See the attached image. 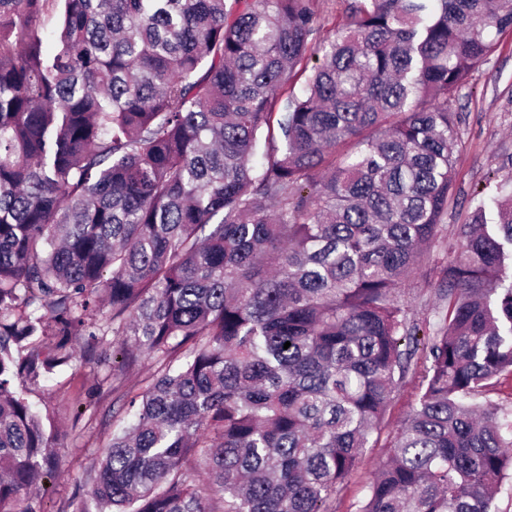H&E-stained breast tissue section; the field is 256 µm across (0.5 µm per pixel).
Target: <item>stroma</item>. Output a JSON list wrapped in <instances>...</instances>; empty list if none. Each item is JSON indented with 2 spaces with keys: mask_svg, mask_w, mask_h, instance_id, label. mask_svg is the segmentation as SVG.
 Listing matches in <instances>:
<instances>
[{
  "mask_svg": "<svg viewBox=\"0 0 512 512\" xmlns=\"http://www.w3.org/2000/svg\"><path fill=\"white\" fill-rule=\"evenodd\" d=\"M495 41V52L472 72L453 103L462 123L446 219L451 231L468 223L472 211L484 202L485 184L512 185V32L496 35ZM447 261L446 247L436 246L404 282L400 294L414 322H432L441 270ZM112 341V336H105L95 356L77 352L71 366L39 383L22 386L34 409L54 419L60 436V471L44 479L36 497V512H76L81 506L92 512L93 465L111 442L113 430L131 420L130 415L113 409L112 366L107 362ZM418 394L419 379L412 375L395 390L379 440L364 449L351 479L336 492V512H356L376 463L387 453Z\"/></svg>",
  "mask_w": 512,
  "mask_h": 512,
  "instance_id": "1",
  "label": "stroma"
}]
</instances>
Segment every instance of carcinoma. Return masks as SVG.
Segmentation results:
<instances>
[{"instance_id":"carcinoma-1","label":"carcinoma","mask_w":512,"mask_h":512,"mask_svg":"<svg viewBox=\"0 0 512 512\" xmlns=\"http://www.w3.org/2000/svg\"><path fill=\"white\" fill-rule=\"evenodd\" d=\"M317 2L0 0V512H36L58 472L16 383L109 332L112 380L157 370L112 387L134 422L96 512H332L411 371L356 512H491L512 477V406L484 397L512 378V191L448 244L426 340L396 289L445 231L453 101L512 0H348L330 41ZM155 364L151 360L145 359L144 361L138 362L135 366L127 369L122 377L123 384L126 388H132L135 392L143 386L142 380L152 374L155 371Z\"/></svg>"}]
</instances>
